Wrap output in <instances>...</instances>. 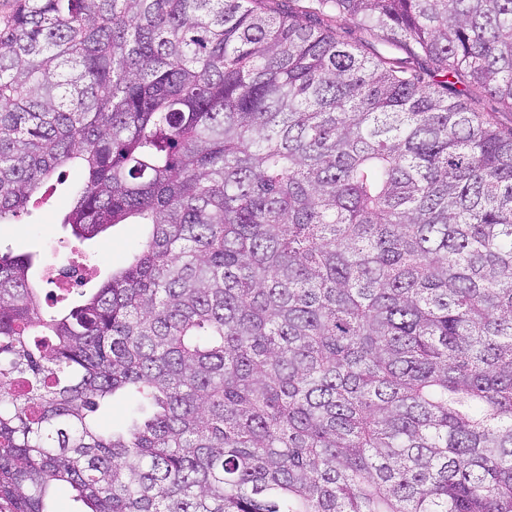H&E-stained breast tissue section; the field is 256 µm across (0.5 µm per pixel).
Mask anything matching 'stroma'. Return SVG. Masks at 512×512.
Wrapping results in <instances>:
<instances>
[{
    "mask_svg": "<svg viewBox=\"0 0 512 512\" xmlns=\"http://www.w3.org/2000/svg\"><path fill=\"white\" fill-rule=\"evenodd\" d=\"M81 179L78 167H67L63 181L54 182L47 203L31 208L18 223L0 224V251L33 254L41 267L63 256L85 261L93 270L87 285L94 288L113 269L126 265L132 246L145 236L147 228L142 224H119L93 239L76 240L62 218L66 202Z\"/></svg>",
    "mask_w": 512,
    "mask_h": 512,
    "instance_id": "obj_1",
    "label": "stroma"
}]
</instances>
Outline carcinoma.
Wrapping results in <instances>:
<instances>
[{"instance_id": "cac0c4a2", "label": "carcinoma", "mask_w": 512, "mask_h": 512, "mask_svg": "<svg viewBox=\"0 0 512 512\" xmlns=\"http://www.w3.org/2000/svg\"><path fill=\"white\" fill-rule=\"evenodd\" d=\"M289 2L0 4V224L150 226L0 256V512H512V0ZM82 172L77 166L66 168L62 183L54 177L47 187L53 185V195L45 204L31 208L18 224H0V250L13 255L32 253L37 260L42 277L38 282L44 294L51 292L60 295L57 288L80 287L87 279L89 267L75 262L52 265L44 278L45 266L52 260L71 255L83 260L93 270L84 290L96 288L110 274L112 269L126 265L132 246L146 235L144 224H118L91 240L78 241L69 226L62 223L66 202L75 186L81 181ZM130 409L131 403L127 398L116 397L113 399L111 408L100 413L99 420L102 425L112 424L114 427H120L127 421Z\"/></svg>"}]
</instances>
